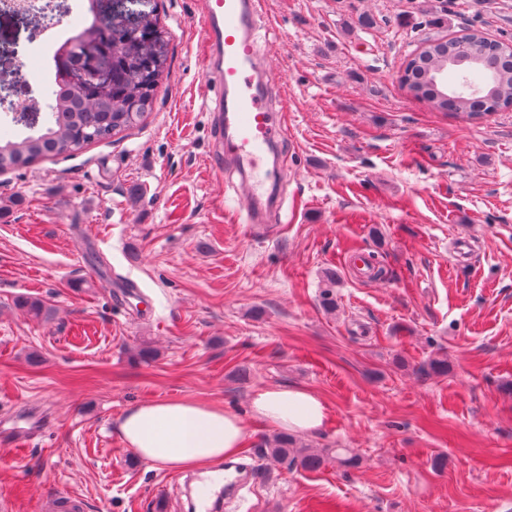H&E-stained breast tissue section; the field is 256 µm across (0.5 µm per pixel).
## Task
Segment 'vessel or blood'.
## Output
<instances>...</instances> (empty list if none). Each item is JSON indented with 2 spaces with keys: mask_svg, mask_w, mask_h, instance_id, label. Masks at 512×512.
<instances>
[{
  "mask_svg": "<svg viewBox=\"0 0 512 512\" xmlns=\"http://www.w3.org/2000/svg\"><path fill=\"white\" fill-rule=\"evenodd\" d=\"M260 0H201L203 104L217 131L222 166L241 176L236 194L244 221L262 223L261 201L276 181L269 155L286 135L281 109L270 102L273 77L258 51Z\"/></svg>",
  "mask_w": 512,
  "mask_h": 512,
  "instance_id": "1",
  "label": "vessel or blood"
}]
</instances>
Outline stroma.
I'll list each match as a JSON object with an SVG mask.
<instances>
[{
    "mask_svg": "<svg viewBox=\"0 0 512 512\" xmlns=\"http://www.w3.org/2000/svg\"><path fill=\"white\" fill-rule=\"evenodd\" d=\"M263 47L286 105L271 224L224 198L198 0H133L169 33L170 76L140 126L0 173V497L43 512H190L176 472L128 448L131 405L189 398L240 416L244 452L276 428L251 395L304 387L326 406L313 448L355 465L262 462L256 512H512V110L469 120L403 89L429 38L512 40V0H264ZM44 41L0 11V94ZM133 280L143 300L121 302ZM334 286L336 310L320 305ZM41 299L44 316L15 307ZM155 315H145L146 303ZM157 351L144 363L140 340ZM434 358L448 372L420 375Z\"/></svg>",
    "mask_w": 512,
    "mask_h": 512,
    "instance_id": "stroma-1",
    "label": "stroma"
}]
</instances>
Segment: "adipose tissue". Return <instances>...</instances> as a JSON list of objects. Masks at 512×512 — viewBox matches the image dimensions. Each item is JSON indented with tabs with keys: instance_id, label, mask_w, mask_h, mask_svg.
Segmentation results:
<instances>
[{
	"instance_id": "obj_1",
	"label": "adipose tissue",
	"mask_w": 512,
	"mask_h": 512,
	"mask_svg": "<svg viewBox=\"0 0 512 512\" xmlns=\"http://www.w3.org/2000/svg\"><path fill=\"white\" fill-rule=\"evenodd\" d=\"M252 414L280 429L307 432L325 419L323 401L300 386L256 391ZM125 444L143 460L172 471L194 470L206 492L220 487L214 463L237 455L246 426L236 414L191 399L156 398L130 406L118 421Z\"/></svg>"
}]
</instances>
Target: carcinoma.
Masks as SVG:
<instances>
[{
	"label": "carcinoma",
	"mask_w": 512,
	"mask_h": 512,
	"mask_svg": "<svg viewBox=\"0 0 512 512\" xmlns=\"http://www.w3.org/2000/svg\"><path fill=\"white\" fill-rule=\"evenodd\" d=\"M88 13L90 25L55 50V86L45 124L20 140H0V172L74 155L142 124L152 112L169 69L168 31L146 13L140 19L145 30L140 39L126 28L108 29L98 23L97 0H88ZM487 41L484 31L475 27L455 39H429L407 61L400 82L414 98L440 112L473 118L512 109V42L496 40L489 48ZM96 43L112 44V68L107 83L83 91L67 75L74 53ZM331 451L340 464L351 463L344 448L319 451L299 446L286 433L265 439L257 448L267 461L307 470L323 466Z\"/></svg>",
	"instance_id": "obj_1"
}]
</instances>
